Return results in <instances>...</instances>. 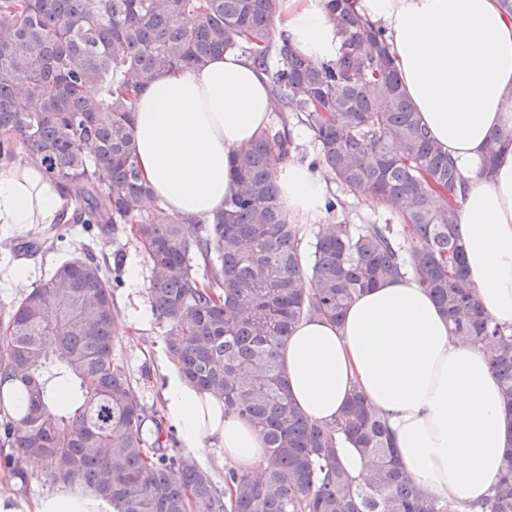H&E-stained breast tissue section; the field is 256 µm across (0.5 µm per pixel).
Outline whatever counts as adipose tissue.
<instances>
[{"instance_id": "ef3b65f1", "label": "adipose tissue", "mask_w": 512, "mask_h": 512, "mask_svg": "<svg viewBox=\"0 0 512 512\" xmlns=\"http://www.w3.org/2000/svg\"><path fill=\"white\" fill-rule=\"evenodd\" d=\"M382 25L402 87L431 137L465 181L458 200L465 268L487 315L512 326V145L493 171L487 141L512 130V17L498 0H358ZM279 36L316 59L335 58L339 40L325 0H279ZM268 78L230 50L206 64L161 73L136 97L140 176L165 209L191 223L212 216L230 192L229 169L268 124ZM280 200L299 218L316 216L327 184L298 162L277 168ZM69 202L43 169L0 164V225L53 224ZM290 394L311 419L332 421L360 392L386 421L401 469L440 496L485 497L512 446V413L487 355L448 336V320L409 276L357 297L342 323H299L281 348ZM165 414L182 447L241 469L265 457L264 441L222 397L171 371ZM0 512H112L86 486L37 496L18 480L0 490Z\"/></svg>"}]
</instances>
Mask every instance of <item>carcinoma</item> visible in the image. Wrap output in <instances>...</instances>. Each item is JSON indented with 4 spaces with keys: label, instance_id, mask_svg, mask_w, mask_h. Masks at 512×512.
Wrapping results in <instances>:
<instances>
[{
    "label": "carcinoma",
    "instance_id": "1",
    "mask_svg": "<svg viewBox=\"0 0 512 512\" xmlns=\"http://www.w3.org/2000/svg\"><path fill=\"white\" fill-rule=\"evenodd\" d=\"M339 38L317 60L271 37L278 0H0V163L24 147L73 198L67 223L28 240L35 256L65 246L68 225L129 224L150 268L147 295L168 357L203 391L224 397L267 448L218 489L172 450L115 358L112 271L124 255L64 259L0 310V378L26 392L0 423V464L25 486L30 459L45 479L78 481L115 512H458L403 472L385 423L354 393L331 423L295 404L279 349L305 318L343 319L378 283L412 276L448 318L450 336L488 354L512 412V328L485 312L466 278L457 223L461 183L406 96L385 30L357 0H327ZM238 49L267 73L282 128L263 129L235 161L224 209L186 223L155 205L140 179L135 93L167 70ZM279 50L281 63L270 67ZM293 112L312 133V166L393 213L391 224H322L310 250L279 200L276 166L297 149ZM512 144L494 138L491 170ZM153 437L143 434L146 420ZM470 512H512V447L491 495Z\"/></svg>",
    "mask_w": 512,
    "mask_h": 512
}]
</instances>
